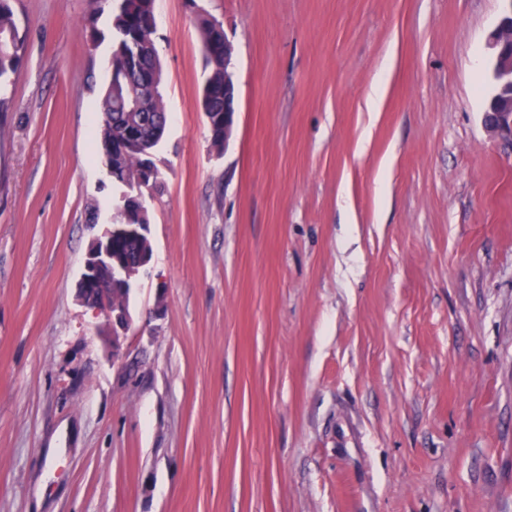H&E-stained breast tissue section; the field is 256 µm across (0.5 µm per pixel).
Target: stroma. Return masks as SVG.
<instances>
[{
	"mask_svg": "<svg viewBox=\"0 0 512 512\" xmlns=\"http://www.w3.org/2000/svg\"><path fill=\"white\" fill-rule=\"evenodd\" d=\"M10 5L0 512H512L501 0H156L171 122L120 369L76 296L88 212L113 216L88 87L111 16ZM202 15L234 49L220 156ZM504 2L502 18L492 34L489 48L493 55L492 75L496 81L494 98H509L498 110L484 112L487 129L512 144V1Z\"/></svg>",
	"mask_w": 512,
	"mask_h": 512,
	"instance_id": "1",
	"label": "stroma"
}]
</instances>
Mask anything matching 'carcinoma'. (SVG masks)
<instances>
[{
  "mask_svg": "<svg viewBox=\"0 0 512 512\" xmlns=\"http://www.w3.org/2000/svg\"><path fill=\"white\" fill-rule=\"evenodd\" d=\"M95 11L108 10L112 17V53L108 60L109 81L100 88L98 112L99 151L108 166L112 165V144L124 138L126 127L134 123L139 127L147 150L156 152L167 132V111L159 91L163 67L155 46V37L145 36L138 53L129 54V39L149 31V23L156 21L149 6L156 0H93ZM205 70L200 108L204 112L224 111V28L214 18L202 17L197 23ZM11 31V41L0 45V88L11 83V75L25 54V40L20 35L10 0H0V31ZM135 99L139 106L126 109L121 100ZM114 224H148L149 210L139 209L133 202L114 204ZM117 257L130 263L153 253L150 236L140 240L122 241L114 245Z\"/></svg>",
  "mask_w": 512,
  "mask_h": 512,
  "instance_id": "carcinoma-1",
  "label": "carcinoma"
}]
</instances>
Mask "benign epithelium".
<instances>
[{
	"label": "benign epithelium",
	"instance_id": "obj_1",
	"mask_svg": "<svg viewBox=\"0 0 512 512\" xmlns=\"http://www.w3.org/2000/svg\"><path fill=\"white\" fill-rule=\"evenodd\" d=\"M504 9L502 18L492 34L489 48L493 55L492 75L496 81L494 97L509 99L504 107L484 112L487 129L495 136L512 143V0H502ZM233 56V47L224 41V90L231 94L224 104V139H229L237 114V95L233 75L229 72ZM105 267H112V245L110 240L95 239L93 248L87 250L83 262V272L78 284L81 303L93 309L95 315L102 317L106 326L112 329V365L123 367V356L119 351V337L131 327L133 319L130 310L112 307V300L102 294L92 301L86 299V293L92 288H102L99 274Z\"/></svg>",
	"mask_w": 512,
	"mask_h": 512
}]
</instances>
